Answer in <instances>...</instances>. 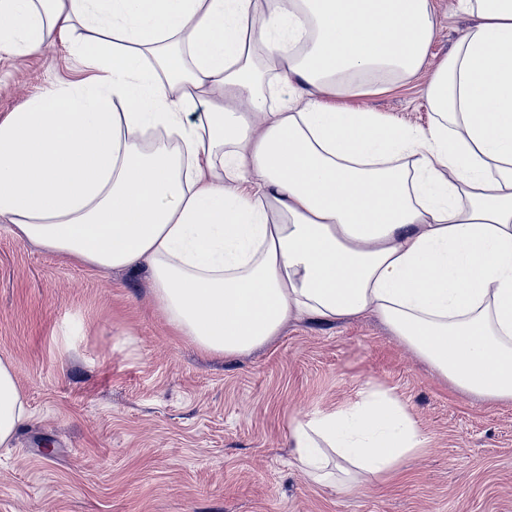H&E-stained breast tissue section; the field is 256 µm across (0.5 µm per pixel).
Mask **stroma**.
<instances>
[{"label":"stroma","mask_w":512,"mask_h":512,"mask_svg":"<svg viewBox=\"0 0 512 512\" xmlns=\"http://www.w3.org/2000/svg\"><path fill=\"white\" fill-rule=\"evenodd\" d=\"M430 6L426 69L326 103L428 127L431 70L470 23L452 0ZM90 76L65 42L0 52V123ZM0 359L29 413L0 447V512H512V403L455 390L373 313L293 320L224 358L167 323L147 265L101 271L0 223ZM369 385L404 405L426 447L365 488L310 484L293 423Z\"/></svg>","instance_id":"stroma-1"}]
</instances>
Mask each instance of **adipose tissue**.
<instances>
[{
    "label": "adipose tissue",
    "instance_id": "1",
    "mask_svg": "<svg viewBox=\"0 0 512 512\" xmlns=\"http://www.w3.org/2000/svg\"><path fill=\"white\" fill-rule=\"evenodd\" d=\"M458 3L471 22L413 128L323 97L416 74L430 0H0V51L77 25L96 73L0 124V223L97 269L148 264L167 321L207 352L373 312L454 389L512 402V0ZM27 417L0 360V446ZM291 439L311 483L349 466L357 488L425 446L375 386Z\"/></svg>",
    "mask_w": 512,
    "mask_h": 512
}]
</instances>
